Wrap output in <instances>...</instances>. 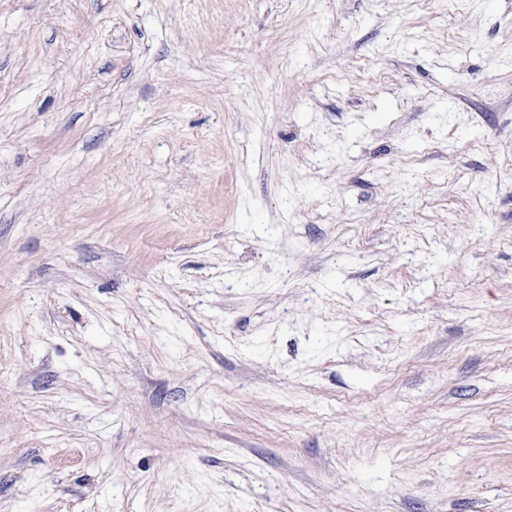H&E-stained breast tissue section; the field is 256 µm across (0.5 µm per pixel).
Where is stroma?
Instances as JSON below:
<instances>
[{"label":"stroma","mask_w":512,"mask_h":512,"mask_svg":"<svg viewBox=\"0 0 512 512\" xmlns=\"http://www.w3.org/2000/svg\"><path fill=\"white\" fill-rule=\"evenodd\" d=\"M0 512H512V0H0Z\"/></svg>","instance_id":"obj_1"}]
</instances>
